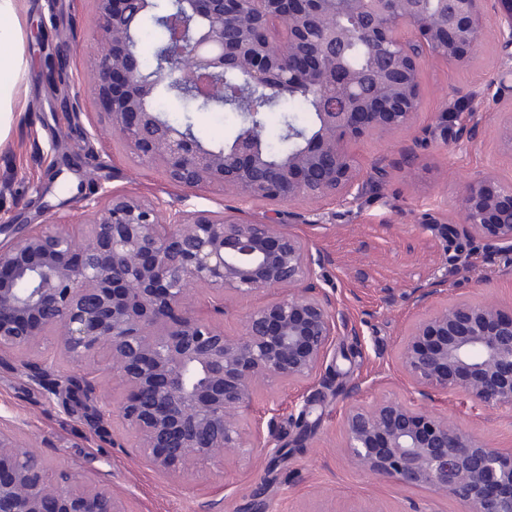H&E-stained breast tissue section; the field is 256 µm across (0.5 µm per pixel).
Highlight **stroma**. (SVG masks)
<instances>
[{"instance_id":"stroma-1","label":"stroma","mask_w":512,"mask_h":512,"mask_svg":"<svg viewBox=\"0 0 512 512\" xmlns=\"http://www.w3.org/2000/svg\"><path fill=\"white\" fill-rule=\"evenodd\" d=\"M90 0H16L15 21L29 61L17 85L11 130L0 142V225L39 221L42 189H53L52 220L78 231L94 186L175 209L191 203L228 216L270 217L306 239L325 263L320 288L351 334L341 341L349 357L330 355L312 379L262 385L242 419L244 428L272 427L280 453L264 448L207 466L181 480L153 469L136 451L119 419L107 434L92 430L0 366V424L39 448L53 477L125 497L128 512H465L463 504L400 483L381 482L349 465L343 419L353 405L393 398L408 407L454 416L461 427L495 448H512V405L488 406L466 392L420 391L398 360L409 328L439 305L486 299L512 308V261L495 258L468 277H454L447 292L419 305L415 288L444 273L455 256L440 225L461 213L466 182L492 173L512 183V154L503 150L498 124L512 111V93L486 101L475 131L446 143L432 136L434 115L455 98L496 79L499 49L487 39L482 55L456 67L432 57L420 72L423 109L410 128L375 136L359 149L364 172L378 190L360 203L250 204L211 187L187 189L157 170L133 163L88 102L94 56ZM52 56L66 82L67 102L51 93L44 70ZM313 404L307 432L289 419Z\"/></svg>"}]
</instances>
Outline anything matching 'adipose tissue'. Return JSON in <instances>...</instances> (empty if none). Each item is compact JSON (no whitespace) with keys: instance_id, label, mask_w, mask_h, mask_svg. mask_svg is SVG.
Instances as JSON below:
<instances>
[{"instance_id":"ef3b65f1","label":"adipose tissue","mask_w":512,"mask_h":512,"mask_svg":"<svg viewBox=\"0 0 512 512\" xmlns=\"http://www.w3.org/2000/svg\"><path fill=\"white\" fill-rule=\"evenodd\" d=\"M14 16L15 0H0V142L9 132L17 84L27 66L22 51V32L14 23Z\"/></svg>"}]
</instances>
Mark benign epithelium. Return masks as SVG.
I'll return each instance as SVG.
<instances>
[{
  "label": "benign epithelium",
  "mask_w": 512,
  "mask_h": 512,
  "mask_svg": "<svg viewBox=\"0 0 512 512\" xmlns=\"http://www.w3.org/2000/svg\"><path fill=\"white\" fill-rule=\"evenodd\" d=\"M179 48L155 70L139 68L130 0H91L97 42L93 105L137 163L190 188L218 187L247 202H317L352 207L364 172L357 146L375 133L410 127L421 111L425 54L449 64L478 58L488 8L500 48L499 77L473 101L502 94L512 82V0H460L451 21L423 10V0H396L391 15L352 27L329 0H176ZM393 50L370 95L364 68L346 63L360 44ZM288 74L295 88L342 89L344 110L316 99L313 129L283 154L257 146L248 123L230 149L205 146L165 120L149 102L171 81L204 97L216 79L237 74L272 97ZM474 113L439 112L434 130ZM462 233L445 229L470 254H512V185L486 174L464 187ZM324 259L280 224L115 194L100 187L87 204L84 228L46 221L0 242V350L23 352L54 338L79 366L105 362L124 387L119 413L136 448L158 470L184 478L200 463H224L257 448L260 432L242 427L245 408L264 382L309 380L340 336L339 314L317 285ZM447 274L418 289L419 304L444 292ZM213 292L224 314L228 298L267 290L278 298L249 312L240 331L206 316L194 293ZM406 375L423 391L461 388L487 404H512V310L494 302L444 304L415 323L401 348ZM28 382L63 407L81 390L56 378L53 361L22 362ZM347 459L380 481L451 497L466 512H512V449L492 448L450 415L412 410L393 400L345 413ZM0 512H127L107 489L73 487L50 478L35 447L0 427Z\"/></svg>",
  "instance_id": "7a95c632"
}]
</instances>
